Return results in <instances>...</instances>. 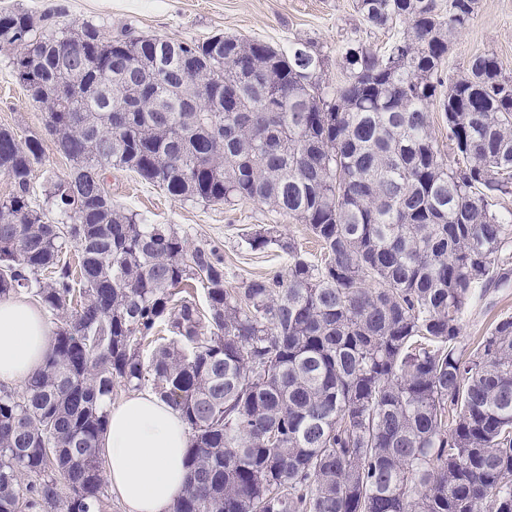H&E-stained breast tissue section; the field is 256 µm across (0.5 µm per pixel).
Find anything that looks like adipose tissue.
I'll return each mask as SVG.
<instances>
[{"instance_id": "adipose-tissue-1", "label": "adipose tissue", "mask_w": 512, "mask_h": 512, "mask_svg": "<svg viewBox=\"0 0 512 512\" xmlns=\"http://www.w3.org/2000/svg\"><path fill=\"white\" fill-rule=\"evenodd\" d=\"M52 329L28 298L0 299V384L25 382L43 365ZM106 474L127 512H171L187 484L188 432L178 411L152 393L109 405Z\"/></svg>"}]
</instances>
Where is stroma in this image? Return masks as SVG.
<instances>
[{
  "label": "stroma",
  "mask_w": 512,
  "mask_h": 512,
  "mask_svg": "<svg viewBox=\"0 0 512 512\" xmlns=\"http://www.w3.org/2000/svg\"><path fill=\"white\" fill-rule=\"evenodd\" d=\"M23 10L67 22H88L105 35L130 30L171 40L202 41L216 34L260 40L285 49L304 43L322 60V79L333 84L342 74L341 61L352 44L384 50L397 37L395 27L377 28L357 13L355 0H0V12ZM476 55L498 58L503 74L512 77V0H478L470 25L448 49L447 73L460 75ZM0 127L13 129L18 138L42 136L45 157L32 173V198L44 201L48 174L65 176L70 163L56 153L47 137L46 113L13 75L6 56L0 55ZM106 183L114 204L133 210L151 224H173L189 247H214L224 258L229 284L242 278L285 271L287 256L270 247L262 252L247 249L243 233L257 226H276L282 236L294 239L311 260L320 249L307 225L269 211L253 202L228 208L182 201L159 187L142 181L135 173L111 170ZM512 315V284L490 292L467 312L460 349H469L498 316Z\"/></svg>",
  "instance_id": "obj_1"
}]
</instances>
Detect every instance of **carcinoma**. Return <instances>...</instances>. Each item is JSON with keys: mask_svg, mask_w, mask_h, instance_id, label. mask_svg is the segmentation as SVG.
Listing matches in <instances>:
<instances>
[{"mask_svg": "<svg viewBox=\"0 0 512 512\" xmlns=\"http://www.w3.org/2000/svg\"><path fill=\"white\" fill-rule=\"evenodd\" d=\"M477 3L356 0L405 30L383 53L347 48L335 86L304 45L0 13V53L71 162L49 181L53 221L32 202L42 138L0 128V298L30 290L54 324L37 374L0 386V512L112 509L100 437L118 383L150 384L186 424L172 512H512V316L458 348L512 273V210L494 202L512 196V80L486 55L445 74ZM68 44L82 51L63 63ZM112 169L261 204L308 225L323 258L261 228L247 245L278 246L286 273L228 286L214 250L112 203Z\"/></svg>", "mask_w": 512, "mask_h": 512, "instance_id": "obj_1", "label": "carcinoma"}]
</instances>
